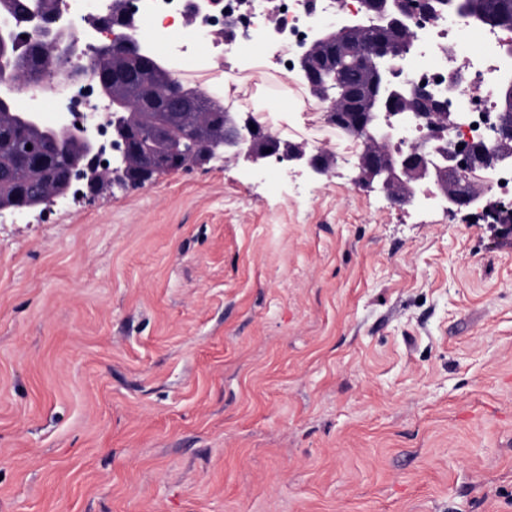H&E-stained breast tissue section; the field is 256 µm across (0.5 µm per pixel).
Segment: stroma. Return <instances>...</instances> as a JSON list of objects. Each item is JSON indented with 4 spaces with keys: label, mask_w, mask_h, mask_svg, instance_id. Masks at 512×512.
Masks as SVG:
<instances>
[{
    "label": "stroma",
    "mask_w": 512,
    "mask_h": 512,
    "mask_svg": "<svg viewBox=\"0 0 512 512\" xmlns=\"http://www.w3.org/2000/svg\"><path fill=\"white\" fill-rule=\"evenodd\" d=\"M356 174L1 214L0 512H512V238Z\"/></svg>",
    "instance_id": "1"
}]
</instances>
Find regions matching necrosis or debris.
Masks as SVG:
<instances>
[{"label":"necrosis or debris","instance_id":"obj_1","mask_svg":"<svg viewBox=\"0 0 512 512\" xmlns=\"http://www.w3.org/2000/svg\"><path fill=\"white\" fill-rule=\"evenodd\" d=\"M132 22L108 24L86 32L96 47L115 34L144 37L146 49L162 55L182 73L192 50L207 46L223 58L221 33L233 37L241 61L273 53L281 75L296 79L295 63L316 27L337 13L363 12L364 0H133ZM414 40L402 63L401 81L425 84L444 109L460 121L447 135L451 144L491 142L496 137L500 92L512 79V34L480 27L460 17L451 5L415 13ZM60 120L106 129V110L90 79L72 84Z\"/></svg>","mask_w":512,"mask_h":512}]
</instances>
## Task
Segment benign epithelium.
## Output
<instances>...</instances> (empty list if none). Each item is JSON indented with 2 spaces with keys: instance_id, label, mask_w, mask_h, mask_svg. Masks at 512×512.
<instances>
[{
  "instance_id": "obj_1",
  "label": "benign epithelium",
  "mask_w": 512,
  "mask_h": 512,
  "mask_svg": "<svg viewBox=\"0 0 512 512\" xmlns=\"http://www.w3.org/2000/svg\"><path fill=\"white\" fill-rule=\"evenodd\" d=\"M409 6L401 0H366V13L340 14L330 25L317 29L314 39L307 45L298 59L297 69L306 80L333 70L324 64V59L334 60L342 52L359 42L363 33L375 28L381 37L371 42L370 68L375 73L377 91L366 109L352 107L345 112L335 111V103L328 106L333 122L341 127L361 134L370 143L390 144L402 138L405 123L409 119L424 118L421 104L432 94L421 84H403L396 81L397 67L403 58L399 43L389 39L392 32L406 35L412 41L409 26ZM61 15L54 14L42 20L40 43L46 56L55 62V68L43 74L44 90L55 91L63 83L88 77L95 81L100 94L109 101L112 128V146L120 152L110 165L102 164V147L91 128L82 125L59 123L43 125L39 112L16 104V95L25 84L14 74L0 71V104L7 109H16L14 116L25 126L45 131L46 143L51 148H60L75 139L82 145V154L72 158L63 168L46 166L40 157L33 158L40 170L42 182L34 186L32 194L40 198L33 203L24 197L11 204L0 205L5 210H27L38 205H53L57 196L45 197L42 183L64 182L61 195H66L79 182L84 181L95 193L101 181L107 185L126 182L128 160L136 155L143 167V179L137 184L151 182L154 174L162 171H177L184 166V157L192 154L207 162L216 156L238 160L240 158L256 167H262L275 158L279 163L301 166L316 176L329 173L330 163L324 151H309L292 143H282L251 128L250 120L238 112L224 113L221 132L213 140L199 137L192 129L177 132L174 123L158 124L154 138L143 140L132 123V104L112 91V81L86 68L82 61L89 47L60 23ZM105 50L127 60L145 55L144 41L125 36L113 40ZM168 95L181 103L205 96L197 86L183 84L173 79L167 86ZM512 141V123L499 122L496 142L475 144L465 150L448 148L443 143V134L436 132L429 150L412 148L406 152H382L364 150L359 155L356 168L358 175L354 184L367 190H380L396 205L410 203L416 196V186L431 182L436 187L434 198L449 212L473 209L479 206L484 194L478 189L483 184L484 173L507 161L512 162V152L504 145Z\"/></svg>"
}]
</instances>
